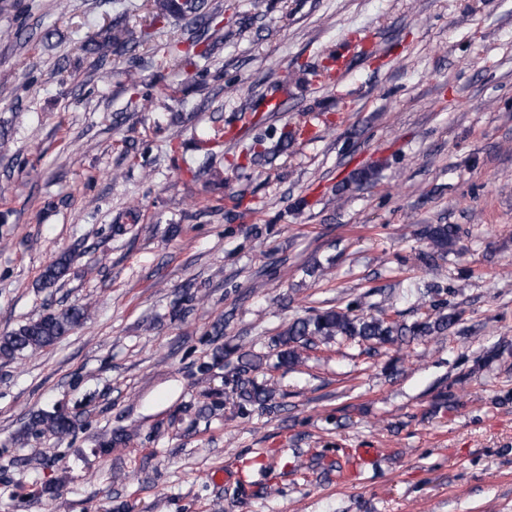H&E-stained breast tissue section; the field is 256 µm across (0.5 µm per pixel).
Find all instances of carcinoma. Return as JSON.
Segmentation results:
<instances>
[{
  "label": "carcinoma",
  "instance_id": "1",
  "mask_svg": "<svg viewBox=\"0 0 512 512\" xmlns=\"http://www.w3.org/2000/svg\"><path fill=\"white\" fill-rule=\"evenodd\" d=\"M147 7L151 27L172 19L188 18L199 25L197 33L183 42L153 49L156 65L160 68H179L193 56L205 57L216 40L224 38L223 21L220 20L224 14V3L221 0H147ZM122 21L123 16L116 17L110 27L88 37L82 44L83 50L96 56L98 67L102 70L112 63V57L132 54L147 42L149 33L146 30L137 32L123 28ZM423 234L428 251L421 254L420 260L425 263L448 253L459 241V228L454 224H430ZM71 261V256L64 252L45 266L40 276L41 287L55 286L68 273ZM86 315L87 307L84 305L46 309L38 317L0 335V360L10 361L23 352L54 346L80 326ZM458 321L459 315L454 311L407 326L381 315L364 314L357 305L313 309L276 336L278 352L274 367L288 369L297 366L303 362L304 351L337 336L383 345H400L408 338L443 335ZM233 355L236 356V364L224 374V394L232 397L240 413L279 408V392L275 384L267 380L259 381L254 376L264 364L260 356L226 344L216 348L212 362L205 363L203 368L218 365ZM76 426V420L61 411L34 413L29 423L32 431L49 432L59 438L71 435Z\"/></svg>",
  "mask_w": 512,
  "mask_h": 512
}]
</instances>
